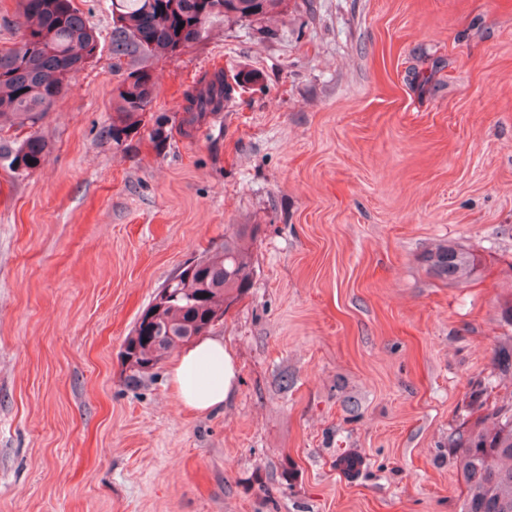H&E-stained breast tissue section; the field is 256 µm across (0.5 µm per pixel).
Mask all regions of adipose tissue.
<instances>
[{
    "instance_id": "ef3b65f1",
    "label": "adipose tissue",
    "mask_w": 512,
    "mask_h": 512,
    "mask_svg": "<svg viewBox=\"0 0 512 512\" xmlns=\"http://www.w3.org/2000/svg\"><path fill=\"white\" fill-rule=\"evenodd\" d=\"M170 382L187 410L222 409L236 383L234 358L223 338L206 337L183 349L171 368Z\"/></svg>"
}]
</instances>
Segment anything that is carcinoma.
Returning a JSON list of instances; mask_svg holds the SVG:
<instances>
[{
	"instance_id": "cac0c4a2",
	"label": "carcinoma",
	"mask_w": 512,
	"mask_h": 512,
	"mask_svg": "<svg viewBox=\"0 0 512 512\" xmlns=\"http://www.w3.org/2000/svg\"><path fill=\"white\" fill-rule=\"evenodd\" d=\"M20 40L0 49V131L8 121L36 126L61 96L76 63L98 57L100 43L87 26L73 0H19ZM288 13V0H112V58L148 60L174 57L175 48L187 50L201 42L211 20L261 22ZM256 70H240L227 80L217 71L205 83L184 92L180 122L155 120L149 140L157 149L175 134L191 136L203 120L222 112L237 90L259 82ZM117 103L107 134L117 144L127 142L145 126V117L155 98L151 70L136 67L116 89ZM49 150L36 132L20 142L0 139V162L15 174L39 168ZM253 228L241 224L224 235L221 250L205 257L192 276L174 284L180 296L165 306L147 307L149 324L141 321L125 338L133 359L128 381L148 373V357L155 352L156 336H165L163 353L184 337L223 314L251 285ZM426 263L450 283L475 279L481 264L476 254L450 241L431 249ZM495 366L502 375H512V343L497 348ZM473 422L462 424L448 437L466 486L460 512H512V393L492 406L477 405Z\"/></svg>"
}]
</instances>
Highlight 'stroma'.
Returning <instances> with one entry per match:
<instances>
[{
  "mask_svg": "<svg viewBox=\"0 0 512 512\" xmlns=\"http://www.w3.org/2000/svg\"><path fill=\"white\" fill-rule=\"evenodd\" d=\"M101 54L0 163V512H459L448 435L512 343V0H289L148 65L153 116L261 73L193 137L115 145L111 0H74ZM259 226L215 329L237 388L185 411L172 358L119 353L168 279ZM452 241L478 277L423 261ZM48 153L47 143L36 131L20 142L2 140L0 137V162H7L15 174L29 173L39 168L46 161ZM28 160L33 164H29Z\"/></svg>",
  "mask_w": 512,
  "mask_h": 512,
  "instance_id": "1",
  "label": "stroma"
}]
</instances>
